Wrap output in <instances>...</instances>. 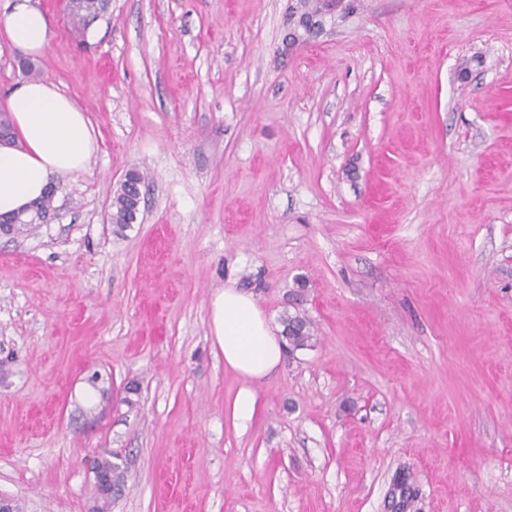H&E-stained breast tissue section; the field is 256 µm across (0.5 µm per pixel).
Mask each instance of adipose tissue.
Segmentation results:
<instances>
[{
	"label": "adipose tissue",
	"mask_w": 512,
	"mask_h": 512,
	"mask_svg": "<svg viewBox=\"0 0 512 512\" xmlns=\"http://www.w3.org/2000/svg\"><path fill=\"white\" fill-rule=\"evenodd\" d=\"M9 42L25 55L44 53L49 22L33 0H14L0 17ZM15 140L0 144V216L31 208L48 193L51 180L83 171L96 147L85 112L55 84L27 81L10 99ZM210 330L225 364L247 380L265 377L282 360V343L252 297L226 288L211 300Z\"/></svg>",
	"instance_id": "ef3b65f1"
}]
</instances>
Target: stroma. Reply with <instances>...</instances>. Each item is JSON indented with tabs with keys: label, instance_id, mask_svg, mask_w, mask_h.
Segmentation results:
<instances>
[{
	"label": "stroma",
	"instance_id": "stroma-1",
	"mask_svg": "<svg viewBox=\"0 0 512 512\" xmlns=\"http://www.w3.org/2000/svg\"><path fill=\"white\" fill-rule=\"evenodd\" d=\"M35 2L97 148L0 236V494L92 512L106 456L110 512H512V0H360L291 50L289 0H108L83 38ZM298 277L314 337L246 381L212 297L276 328ZM128 179L129 181L122 179L118 183L112 197V211L109 213V222L116 227L118 232L125 231L130 227V224L135 222L139 210L135 187L140 188L144 177L139 170L130 169Z\"/></svg>",
	"mask_w": 512,
	"mask_h": 512
}]
</instances>
